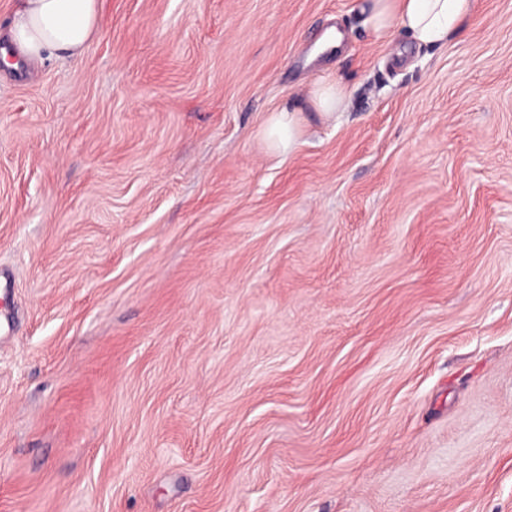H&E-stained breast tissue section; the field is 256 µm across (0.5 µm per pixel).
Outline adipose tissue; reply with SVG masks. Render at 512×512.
Returning a JSON list of instances; mask_svg holds the SVG:
<instances>
[{"label":"adipose tissue","instance_id":"obj_1","mask_svg":"<svg viewBox=\"0 0 512 512\" xmlns=\"http://www.w3.org/2000/svg\"><path fill=\"white\" fill-rule=\"evenodd\" d=\"M473 9L474 0H363L361 4L373 41L389 42L401 29L421 47L447 43ZM97 26V0H20L6 41L32 61L74 58L83 52ZM349 96L338 80L323 76L313 84L307 103L328 122L343 111ZM304 110L284 107L269 116L264 134L271 150L294 148L303 132Z\"/></svg>","mask_w":512,"mask_h":512}]
</instances>
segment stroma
I'll return each instance as SVG.
<instances>
[{"label": "stroma", "mask_w": 512, "mask_h": 512, "mask_svg": "<svg viewBox=\"0 0 512 512\" xmlns=\"http://www.w3.org/2000/svg\"><path fill=\"white\" fill-rule=\"evenodd\" d=\"M358 2L98 0L0 68V512H512V0ZM475 0H369L360 5L373 41L389 42L403 29L421 47H437L458 33ZM349 96V91L337 79L321 76L313 84L307 103L323 121L329 122L343 111ZM305 124L302 108L283 107L267 119L264 134L268 147L276 152L291 151L302 135Z\"/></svg>", "instance_id": "obj_1"}]
</instances>
